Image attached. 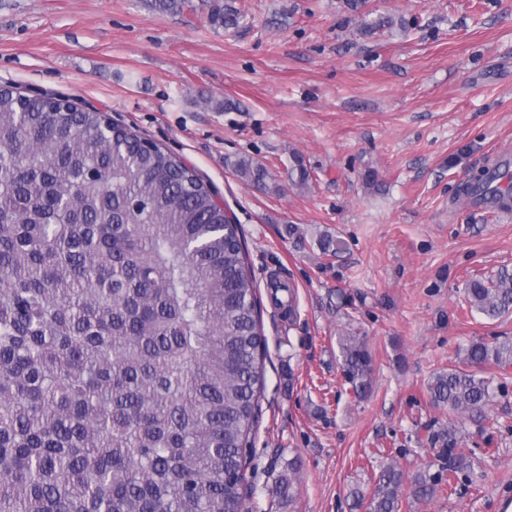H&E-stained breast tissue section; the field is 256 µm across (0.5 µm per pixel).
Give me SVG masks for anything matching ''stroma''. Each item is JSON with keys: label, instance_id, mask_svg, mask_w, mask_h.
I'll use <instances>...</instances> for the list:
<instances>
[{"label": "stroma", "instance_id": "35a3bbf8", "mask_svg": "<svg viewBox=\"0 0 512 512\" xmlns=\"http://www.w3.org/2000/svg\"><path fill=\"white\" fill-rule=\"evenodd\" d=\"M0 0V84L90 104L194 167L241 226L269 361L251 449L250 512H359L380 471L445 473L446 430L469 460L455 488L400 512H505L512 500V366H478L483 418L434 407L432 378L471 342L512 338V315L470 310L474 276L512 268V214L466 204L461 183L512 153V0ZM233 110H225V101ZM301 156L311 173L293 184ZM263 165L258 189L234 168ZM340 240L337 253L318 241ZM294 290L272 305L271 279ZM362 340L357 395L338 339ZM299 460L292 498L275 480ZM213 4L209 10V22L224 29L235 28L240 22L239 11L232 5L222 0H212ZM222 2V3H220ZM340 366L346 378L360 393H367L372 387V358L366 346L355 336H342L338 340Z\"/></svg>", "mask_w": 512, "mask_h": 512}]
</instances>
